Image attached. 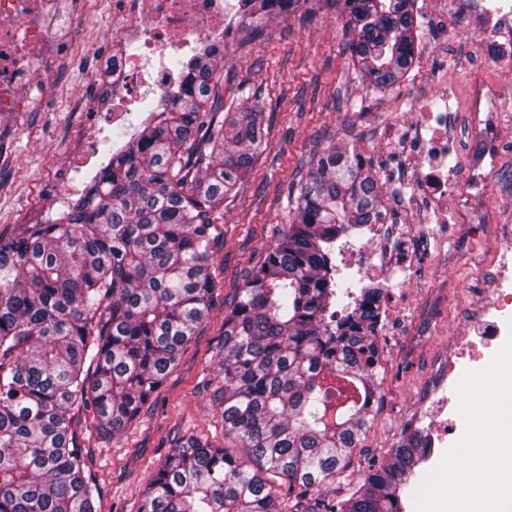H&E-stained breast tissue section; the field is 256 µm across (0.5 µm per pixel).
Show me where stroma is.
Returning <instances> with one entry per match:
<instances>
[{"mask_svg": "<svg viewBox=\"0 0 512 512\" xmlns=\"http://www.w3.org/2000/svg\"><path fill=\"white\" fill-rule=\"evenodd\" d=\"M414 64L399 83L367 87L349 58L340 9L324 0H302L298 9L268 23L262 34L240 26L235 48L217 72L228 102H261L270 130L249 178L224 204V247L215 259L222 286L209 320L181 353L141 419L112 440L88 430L79 435L90 450L88 466L100 489V512H135L145 485L181 437L189 435L244 456L226 436L213 395L220 383L214 352L223 334L229 300L243 276L263 261L275 242L296 186L311 159L331 145L356 150L387 172L384 194L411 173L383 147L419 105L434 100L440 78L463 90L467 73L491 78L512 70V44L490 62L471 37L468 14L442 20L435 0H416ZM88 113H73L68 100L55 111L32 110L0 126V235L25 224H50L60 215L40 194L50 160L61 161L73 137H98ZM488 266L465 265L456 250L430 254L425 270L407 282L395 314L385 315L377 342L385 371L379 399L362 438V455L350 467L360 475L365 459L386 461L412 431L435 376L456 344L474 306L487 296Z\"/></svg>", "mask_w": 512, "mask_h": 512, "instance_id": "35a3bbf8", "label": "stroma"}]
</instances>
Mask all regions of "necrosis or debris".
I'll use <instances>...</instances> for the list:
<instances>
[{
    "label": "necrosis or debris",
    "mask_w": 512,
    "mask_h": 512,
    "mask_svg": "<svg viewBox=\"0 0 512 512\" xmlns=\"http://www.w3.org/2000/svg\"><path fill=\"white\" fill-rule=\"evenodd\" d=\"M104 0H0V118L32 107L55 109V85L61 66L93 62L84 90L72 91L79 112H98L100 121L124 128L145 99L163 100L177 80L168 64L171 57L217 45L231 47L240 0H111L112 27L105 35L79 39L71 29L78 20L95 16ZM472 9L482 16L484 43L512 35V0H477ZM464 130L473 144L470 180L457 184L448 177V113L428 111L425 124H414L409 138H430L431 151L416 167V178L433 209L426 236L436 250L449 242L473 244L496 211L486 205L488 182L504 156L500 130L512 119V78L499 82L473 76L460 107ZM387 206L366 227L363 237L341 242L361 281H382L402 287L418 268L409 249L411 226H389ZM497 271L492 298L481 305L476 335L461 336L438 375L439 384L458 383V364L478 368L488 364L512 334V244L502 243L493 263ZM427 420L421 433L435 468L448 445V418L458 404L447 394L427 399Z\"/></svg>",
    "instance_id": "4bbe7bcc"
}]
</instances>
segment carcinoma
<instances>
[{
	"instance_id": "1",
	"label": "carcinoma",
	"mask_w": 512,
	"mask_h": 512,
	"mask_svg": "<svg viewBox=\"0 0 512 512\" xmlns=\"http://www.w3.org/2000/svg\"><path fill=\"white\" fill-rule=\"evenodd\" d=\"M343 3L362 78L382 89L415 57L414 0ZM299 0H242L257 27ZM182 78L112 154L104 174L54 224L0 236V512H98L87 448L73 427L113 438L135 424L209 318L220 282L224 201L249 177L263 108L225 112L210 51L176 60ZM378 172L329 146L302 176L263 262L238 288L214 359L224 434L246 458L181 438L150 476L136 512H292L279 491L321 512H400L426 454L412 431L343 497L384 370L376 342L386 288L336 283V240L369 224Z\"/></svg>"
}]
</instances>
